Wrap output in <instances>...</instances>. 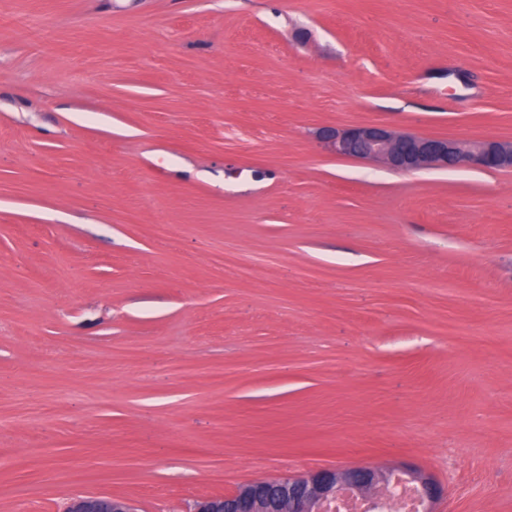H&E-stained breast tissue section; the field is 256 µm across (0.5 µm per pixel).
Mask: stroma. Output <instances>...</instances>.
I'll return each instance as SVG.
<instances>
[{"label": "stroma", "mask_w": 512, "mask_h": 512, "mask_svg": "<svg viewBox=\"0 0 512 512\" xmlns=\"http://www.w3.org/2000/svg\"><path fill=\"white\" fill-rule=\"evenodd\" d=\"M371 124L512 141V0H0V512L370 464L512 512V170L314 136Z\"/></svg>", "instance_id": "35a3bbf8"}]
</instances>
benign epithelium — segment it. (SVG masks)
Listing matches in <instances>:
<instances>
[{"instance_id": "obj_1", "label": "benign epithelium", "mask_w": 512, "mask_h": 512, "mask_svg": "<svg viewBox=\"0 0 512 512\" xmlns=\"http://www.w3.org/2000/svg\"><path fill=\"white\" fill-rule=\"evenodd\" d=\"M317 138L333 155L363 160L397 171L468 166L482 170L512 169V141L423 136L383 125L322 127ZM415 485L422 512H438L441 489L428 470L413 466L322 468L295 476L244 482L224 495L207 496L194 512H325L349 492L365 500L392 481ZM66 512H136L131 501L118 496L80 495Z\"/></svg>"}]
</instances>
